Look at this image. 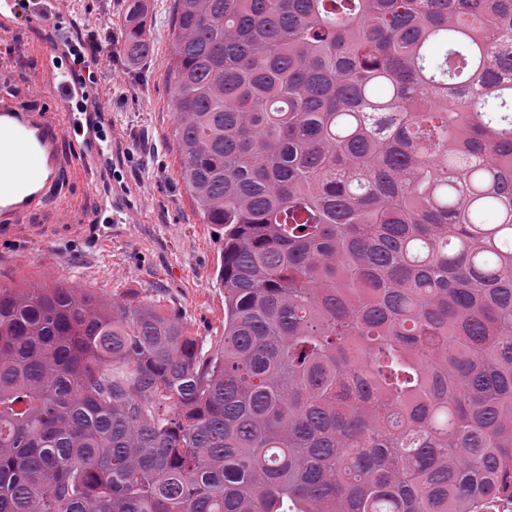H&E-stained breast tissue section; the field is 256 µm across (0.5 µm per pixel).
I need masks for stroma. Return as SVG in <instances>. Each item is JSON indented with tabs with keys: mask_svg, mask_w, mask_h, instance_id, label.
Here are the masks:
<instances>
[{
	"mask_svg": "<svg viewBox=\"0 0 512 512\" xmlns=\"http://www.w3.org/2000/svg\"><path fill=\"white\" fill-rule=\"evenodd\" d=\"M133 0H58L66 38L123 42ZM147 61L123 50L103 57L96 92L119 87L87 115L92 130L112 137L98 180L66 168L43 211L22 222L0 221V285L65 282L108 299H150L179 315L205 349L224 334V290L218 279L221 242L204 222L180 177L175 114L167 73L174 59V0H143ZM39 33L21 23L0 36V88L21 105L59 116L45 88Z\"/></svg>",
	"mask_w": 512,
	"mask_h": 512,
	"instance_id": "1",
	"label": "stroma"
}]
</instances>
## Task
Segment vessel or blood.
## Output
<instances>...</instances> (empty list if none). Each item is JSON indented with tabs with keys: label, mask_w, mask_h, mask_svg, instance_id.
I'll list each match as a JSON object with an SVG mask.
<instances>
[{
	"label": "vessel or blood",
	"mask_w": 512,
	"mask_h": 512,
	"mask_svg": "<svg viewBox=\"0 0 512 512\" xmlns=\"http://www.w3.org/2000/svg\"><path fill=\"white\" fill-rule=\"evenodd\" d=\"M56 0H0V33H12L20 22L52 34ZM44 70L62 100L64 120L21 106L11 91L0 92V220L16 222L40 209L67 162L59 150L61 129L76 131L81 121L71 104L75 98L72 70L59 64L49 39L41 47Z\"/></svg>",
	"instance_id": "b4317fda"
}]
</instances>
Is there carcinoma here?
<instances>
[{
	"label": "carcinoma",
	"instance_id": "cac0c4a2",
	"mask_svg": "<svg viewBox=\"0 0 512 512\" xmlns=\"http://www.w3.org/2000/svg\"><path fill=\"white\" fill-rule=\"evenodd\" d=\"M210 354L0 287V512H480L512 495V0H175ZM123 49L151 54L141 8ZM127 369L112 374L111 366Z\"/></svg>",
	"mask_w": 512,
	"mask_h": 512
}]
</instances>
